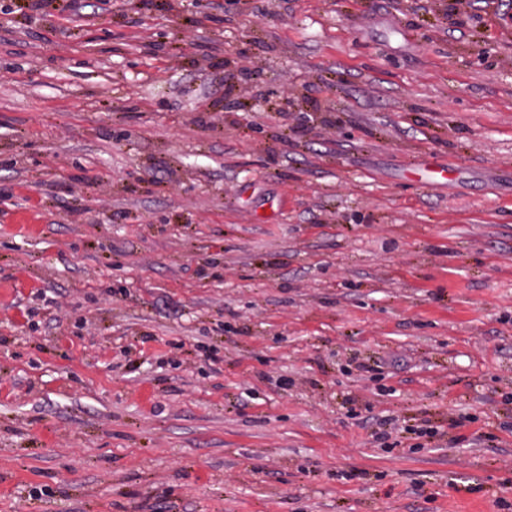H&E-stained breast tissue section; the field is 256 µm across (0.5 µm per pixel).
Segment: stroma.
Segmentation results:
<instances>
[{
	"label": "stroma",
	"instance_id": "stroma-1",
	"mask_svg": "<svg viewBox=\"0 0 512 512\" xmlns=\"http://www.w3.org/2000/svg\"><path fill=\"white\" fill-rule=\"evenodd\" d=\"M502 498L512 0H0V512Z\"/></svg>",
	"mask_w": 512,
	"mask_h": 512
}]
</instances>
